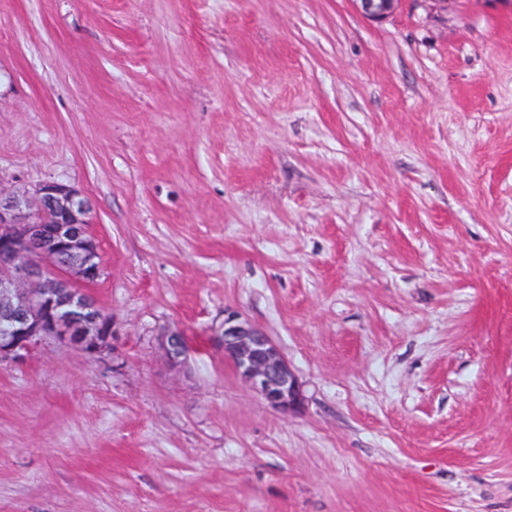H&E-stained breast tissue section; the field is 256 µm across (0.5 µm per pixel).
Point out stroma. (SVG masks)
<instances>
[{
    "instance_id": "obj_1",
    "label": "stroma",
    "mask_w": 512,
    "mask_h": 512,
    "mask_svg": "<svg viewBox=\"0 0 512 512\" xmlns=\"http://www.w3.org/2000/svg\"><path fill=\"white\" fill-rule=\"evenodd\" d=\"M46 180L114 335L0 365V512H512L505 0H0V186ZM367 18L381 21L389 17L401 0H353ZM214 336L238 376L273 410L288 416L305 403L302 385L279 346L261 328L235 314ZM160 336H163L161 338V346L170 365L175 368L181 366L186 354L182 335L176 331H167Z\"/></svg>"
}]
</instances>
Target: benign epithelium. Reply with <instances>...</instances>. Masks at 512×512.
<instances>
[{"label": "benign epithelium", "mask_w": 512, "mask_h": 512, "mask_svg": "<svg viewBox=\"0 0 512 512\" xmlns=\"http://www.w3.org/2000/svg\"><path fill=\"white\" fill-rule=\"evenodd\" d=\"M353 2L365 17L381 21L401 0ZM90 212L89 200L60 181L0 186L1 366L24 361L49 337L89 354L112 339V317L87 291L104 275ZM215 336L238 376L270 408L286 416L304 406L297 375L263 329L229 314ZM161 346L170 365L181 366V334L162 333Z\"/></svg>", "instance_id": "obj_1"}]
</instances>
